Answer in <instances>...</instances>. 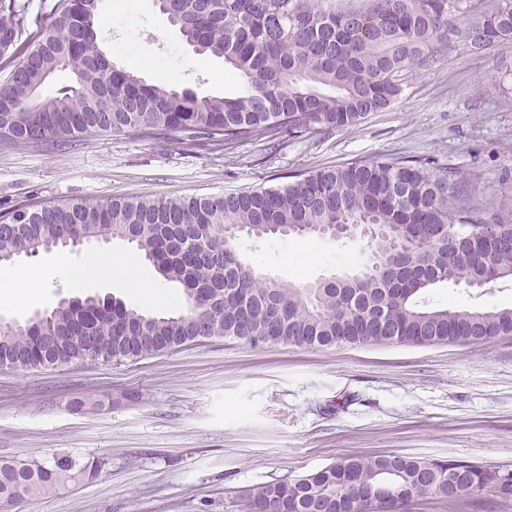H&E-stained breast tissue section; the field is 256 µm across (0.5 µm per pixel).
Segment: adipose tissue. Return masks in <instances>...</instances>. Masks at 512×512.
<instances>
[{"mask_svg": "<svg viewBox=\"0 0 512 512\" xmlns=\"http://www.w3.org/2000/svg\"><path fill=\"white\" fill-rule=\"evenodd\" d=\"M53 270L64 273L80 283L90 280L108 281L121 277L125 287L145 295L155 303H163L165 294L153 283L141 278L137 262L131 257H95L79 268H71L66 256H58ZM50 270V271H53ZM50 271L42 268H19L0 276V303L22 305L33 301L39 294Z\"/></svg>", "mask_w": 512, "mask_h": 512, "instance_id": "adipose-tissue-1", "label": "adipose tissue"}]
</instances>
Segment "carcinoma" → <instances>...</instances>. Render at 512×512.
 Returning <instances> with one entry per match:
<instances>
[{"mask_svg": "<svg viewBox=\"0 0 512 512\" xmlns=\"http://www.w3.org/2000/svg\"><path fill=\"white\" fill-rule=\"evenodd\" d=\"M100 0H0V145L62 151L87 135L232 152L353 127L388 109L407 74L454 44L482 56L512 46V0H476L463 17L449 0H158L195 50L224 58L245 83L235 97L148 84L97 48ZM59 70L76 83L40 88ZM384 225L359 282L297 287L258 274L235 234H318ZM134 243L157 274L180 285L184 311L153 315L116 297L61 301L25 325L0 322V365L28 372L77 360L121 365L205 336L307 349L345 345L488 343L512 336V307H432L442 282L512 279V216L485 215L413 160L374 158L302 172L288 184L218 196L112 197L19 207L0 216V263L103 237ZM53 453L0 460V502L55 490L102 470ZM485 493L512 496V469L466 460L347 456L294 480L250 490L244 512H402L419 498L456 509Z\"/></svg>", "mask_w": 512, "mask_h": 512, "instance_id": "carcinoma-1", "label": "carcinoma"}]
</instances>
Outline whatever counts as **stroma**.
<instances>
[{"mask_svg":"<svg viewBox=\"0 0 512 512\" xmlns=\"http://www.w3.org/2000/svg\"><path fill=\"white\" fill-rule=\"evenodd\" d=\"M100 50L149 83L233 97L223 59L197 55L155 0H102ZM512 48L455 47L409 73L400 98L363 123L276 152L231 154L135 135L72 149L0 148V214L82 197L220 195L283 186L297 173L376 157L456 171L472 202L512 213ZM239 254L264 276L304 286L363 272L369 238H254ZM113 295L147 307L120 280L49 277L41 296L0 307L25 323L65 298ZM428 304L512 307V280L435 285ZM66 451L105 466L96 478L11 503L6 512H241L249 489L338 458L397 453L512 469V337L492 343L301 349L214 338L116 366L76 361L0 370V459Z\"/></svg>","mask_w":512,"mask_h":512,"instance_id":"obj_1","label":"stroma"}]
</instances>
